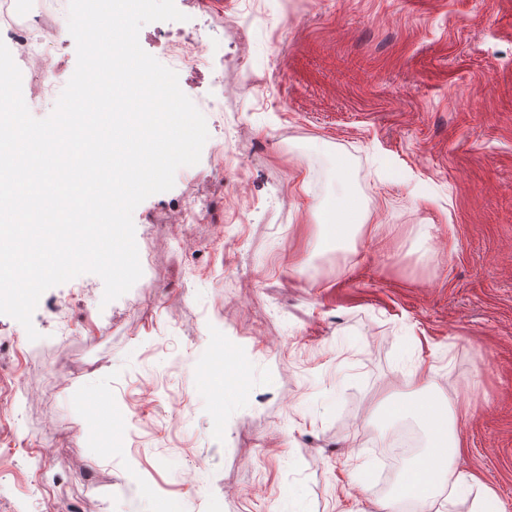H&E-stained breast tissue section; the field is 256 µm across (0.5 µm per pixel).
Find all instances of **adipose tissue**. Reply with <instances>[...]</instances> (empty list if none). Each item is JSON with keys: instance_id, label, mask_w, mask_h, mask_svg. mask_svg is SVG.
Listing matches in <instances>:
<instances>
[{"instance_id": "adipose-tissue-1", "label": "adipose tissue", "mask_w": 512, "mask_h": 512, "mask_svg": "<svg viewBox=\"0 0 512 512\" xmlns=\"http://www.w3.org/2000/svg\"><path fill=\"white\" fill-rule=\"evenodd\" d=\"M366 214L350 187H343L336 198V216L329 227L342 242H352L366 229ZM403 402L396 408V418L414 420L425 434V446L412 459L409 475L418 477L415 487L401 485L409 501L419 512H431L437 496L456 494L465 487H477L472 512H505L495 491L477 484L473 476L455 473L453 464L463 442L456 430L457 416L446 399L433 388L429 370L415 366L405 377Z\"/></svg>"}]
</instances>
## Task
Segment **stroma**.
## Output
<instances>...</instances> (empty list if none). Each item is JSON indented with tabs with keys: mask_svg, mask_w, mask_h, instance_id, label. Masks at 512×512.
<instances>
[{
	"mask_svg": "<svg viewBox=\"0 0 512 512\" xmlns=\"http://www.w3.org/2000/svg\"><path fill=\"white\" fill-rule=\"evenodd\" d=\"M175 5L139 43L209 138L134 210L127 293L48 289L36 341L0 315V512H382L398 423L368 416L418 364L462 414L456 470L512 512V0ZM210 29L223 68L167 48ZM340 161L378 226L352 245Z\"/></svg>",
	"mask_w": 512,
	"mask_h": 512,
	"instance_id": "obj_1",
	"label": "stroma"
}]
</instances>
